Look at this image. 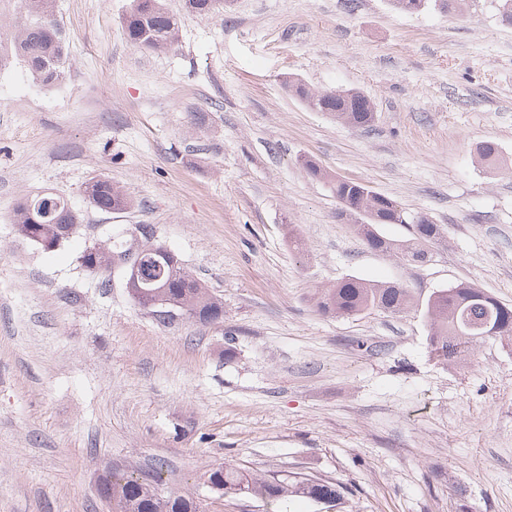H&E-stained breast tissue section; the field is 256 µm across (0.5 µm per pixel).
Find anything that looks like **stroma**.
<instances>
[{
  "mask_svg": "<svg viewBox=\"0 0 512 512\" xmlns=\"http://www.w3.org/2000/svg\"><path fill=\"white\" fill-rule=\"evenodd\" d=\"M129 4L56 0L63 84L0 69V512H109L103 475L156 469L201 512H266L208 487L221 465L343 493L288 512H512V341L449 366L419 310L342 319L312 303L356 276L423 297L464 281L512 305V24L493 0L417 15L228 0L208 17L167 0L179 41L154 53L125 41ZM290 77L363 92L372 127L309 110ZM95 176L134 208L91 207ZM336 177L440 225L430 262L368 249ZM43 189L84 216L52 253L15 231L17 201ZM139 224L221 298L222 320L159 322L119 270L81 265Z\"/></svg>",
  "mask_w": 512,
  "mask_h": 512,
  "instance_id": "obj_1",
  "label": "stroma"
}]
</instances>
